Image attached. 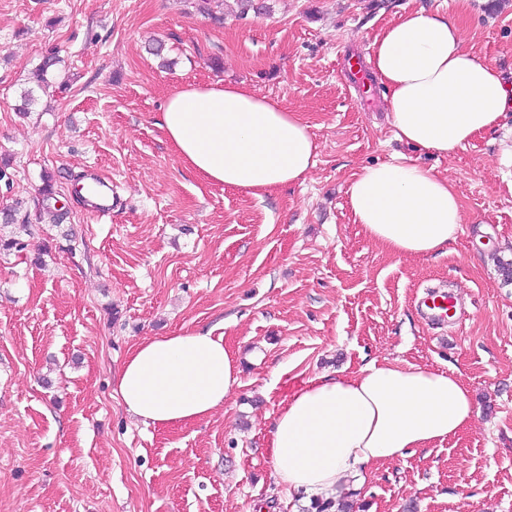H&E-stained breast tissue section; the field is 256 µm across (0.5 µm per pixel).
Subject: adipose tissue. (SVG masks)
<instances>
[{"label":"adipose tissue","instance_id":"ef3b65f1","mask_svg":"<svg viewBox=\"0 0 512 512\" xmlns=\"http://www.w3.org/2000/svg\"><path fill=\"white\" fill-rule=\"evenodd\" d=\"M372 70L396 138L454 154L512 112V83L462 46L455 19L414 10L372 42ZM160 126L200 179L258 195L304 184L317 146L302 114L242 85L175 90ZM354 220L396 254L447 253L464 222L454 186L415 160L363 167L347 188ZM241 385L223 337L182 329L143 340L123 362L118 391L146 425L200 421ZM478 416L454 372L369 362L349 376L308 380L282 403L269 431L277 484L306 497L361 479L371 463L406 458L457 436Z\"/></svg>","mask_w":512,"mask_h":512}]
</instances>
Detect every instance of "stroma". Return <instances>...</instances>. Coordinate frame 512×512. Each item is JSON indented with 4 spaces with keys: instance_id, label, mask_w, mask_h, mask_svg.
<instances>
[{
    "instance_id": "stroma-1",
    "label": "stroma",
    "mask_w": 512,
    "mask_h": 512,
    "mask_svg": "<svg viewBox=\"0 0 512 512\" xmlns=\"http://www.w3.org/2000/svg\"><path fill=\"white\" fill-rule=\"evenodd\" d=\"M223 25L193 0H0V207L23 252L0 253V512H308L271 476L269 424L307 380L369 360L458 371L479 416L443 444L346 482L362 512H512V116L451 157L399 142L384 88L343 66L425 9L512 82V0H263ZM165 44L162 68L148 54ZM62 61L63 91L31 73ZM217 81L301 112L317 144L304 185L256 197L196 177L159 126L167 97ZM30 97V115L15 112ZM402 154L448 176L464 222L445 256L393 254L355 224L353 172ZM59 213L36 209L43 174ZM117 201L101 215L79 181ZM452 287L428 324L427 290ZM213 329L242 388L202 421L147 426L118 369L141 340Z\"/></svg>"
}]
</instances>
